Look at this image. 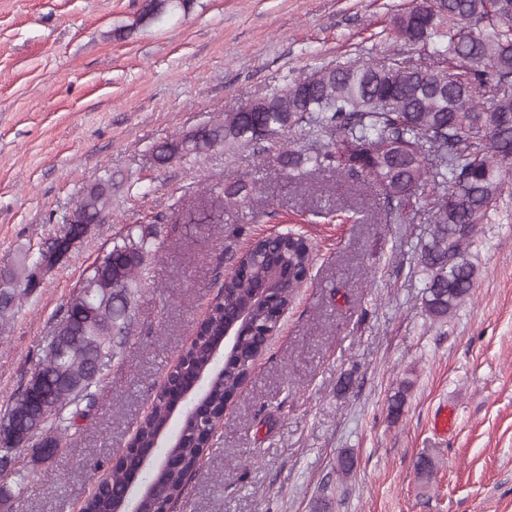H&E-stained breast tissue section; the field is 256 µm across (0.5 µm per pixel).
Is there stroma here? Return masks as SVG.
<instances>
[{"label": "stroma", "mask_w": 512, "mask_h": 512, "mask_svg": "<svg viewBox=\"0 0 512 512\" xmlns=\"http://www.w3.org/2000/svg\"><path fill=\"white\" fill-rule=\"evenodd\" d=\"M0 0V413L29 379L69 297L129 227L152 229L96 407L52 458L21 449L22 512H78L108 476L225 274L259 237L312 244L297 288L186 489L180 512H512V179L471 248L479 276L447 321L424 313L417 258L430 210L389 217L378 189L344 170L291 175L249 147L160 166L182 138L312 68L423 46L382 37L411 0ZM111 170L112 206L68 263L24 294L28 252L63 233L82 191ZM259 188L218 224L194 218L207 185ZM176 223H169V216ZM404 392L399 415L389 402ZM452 409L450 429L437 426ZM354 471L341 479V454ZM430 457L434 469L416 464Z\"/></svg>", "instance_id": "obj_1"}]
</instances>
